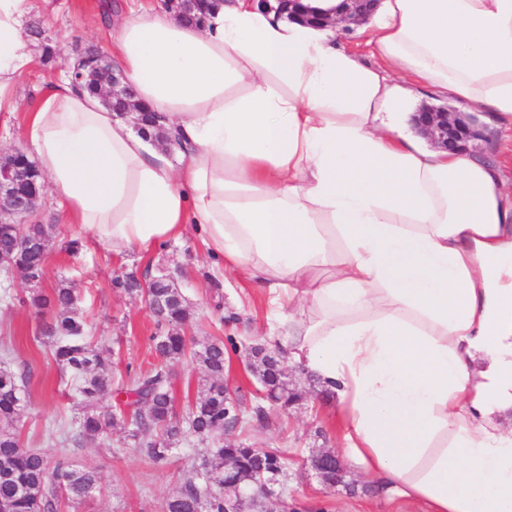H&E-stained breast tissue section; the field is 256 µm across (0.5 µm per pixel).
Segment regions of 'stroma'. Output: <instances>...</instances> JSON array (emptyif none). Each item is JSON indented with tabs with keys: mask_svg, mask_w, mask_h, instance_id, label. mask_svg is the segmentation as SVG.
Wrapping results in <instances>:
<instances>
[{
	"mask_svg": "<svg viewBox=\"0 0 512 512\" xmlns=\"http://www.w3.org/2000/svg\"><path fill=\"white\" fill-rule=\"evenodd\" d=\"M111 2L34 0L24 18L33 62L12 92L13 108L0 111V151L10 152L22 144L28 112L71 60L89 49L108 52L112 31L101 17ZM25 221L50 225L53 247L41 288L51 291L63 280L75 284L86 340L110 351L113 385L156 361L150 342L154 318L149 308L143 297L114 287L113 281L132 273L145 282L164 273L175 280L187 300L191 313L187 335L201 341L225 340L224 380L237 404L248 410L259 404L260 384L246 366L247 352L255 344L269 345L276 308L242 279L213 266L195 227L147 254L118 253L85 243L71 253L65 245L77 241V230L62 222L52 195L43 194ZM30 289L21 274L0 275V362L17 372L32 371L20 441L48 457L63 455L76 465L95 469L101 478L100 494L79 505H65L62 512H163L169 492L195 465L198 442L183 440L169 459L158 463L145 459L121 429L114 430L107 445L88 442L75 448L64 444L62 435L71 428L74 404L47 347L36 339L50 322V314L18 303ZM292 374L307 389L306 400L287 409L265 405L264 419L247 417L234 433L239 443L273 448L282 455L284 476L276 494L288 512H421L420 505L380 489L350 460L345 466L349 479L357 481L358 491L319 483L310 466L311 454L321 448L338 452L344 446L336 396L314 375L298 368ZM171 382L175 416L181 420L189 401L199 394L203 373L197 366L177 363L171 368Z\"/></svg>",
	"mask_w": 512,
	"mask_h": 512,
	"instance_id": "35a3bbf8",
	"label": "stroma"
}]
</instances>
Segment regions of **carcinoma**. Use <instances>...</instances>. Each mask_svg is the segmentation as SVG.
Returning a JSON list of instances; mask_svg holds the SVG:
<instances>
[{
    "mask_svg": "<svg viewBox=\"0 0 512 512\" xmlns=\"http://www.w3.org/2000/svg\"><path fill=\"white\" fill-rule=\"evenodd\" d=\"M19 239L26 243L21 250L16 249ZM51 248L52 236L44 224L0 223V254L11 255L13 265L35 285L29 304L52 313V323L43 329L44 339L57 365L75 383L79 416L65 442L79 446L85 441H106L117 428L134 440L150 434L152 438L138 443V448L148 460L158 462L183 439L193 437L203 445L195 474L172 489L164 512H225V491L253 484L258 461L253 448L224 447V419L237 425L243 422L240 407L224 409V342L187 339L184 325L189 308L181 289L162 284L144 288L133 274L116 280L117 287L129 293L151 296L150 311L156 320L151 341L157 362L121 385L119 392L126 400L118 408H103L102 397L112 386L105 376L110 354L84 342L76 288L62 282L49 296L36 288ZM186 358L204 371L207 384L181 425L173 421L169 364ZM29 382V374L0 367V512H60L65 502L81 504L90 498L100 489V476L65 459L54 462L21 445L17 428L25 412L23 396ZM228 459L234 467L226 470Z\"/></svg>",
    "mask_w": 512,
    "mask_h": 512,
    "instance_id": "carcinoma-1",
    "label": "carcinoma"
}]
</instances>
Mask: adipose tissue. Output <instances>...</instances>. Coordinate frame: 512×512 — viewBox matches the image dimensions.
I'll return each mask as SVG.
<instances>
[{"instance_id": "obj_1", "label": "adipose tissue", "mask_w": 512, "mask_h": 512, "mask_svg": "<svg viewBox=\"0 0 512 512\" xmlns=\"http://www.w3.org/2000/svg\"><path fill=\"white\" fill-rule=\"evenodd\" d=\"M31 0H0V106L31 63ZM376 64L332 22L223 0L112 20V64L158 129L65 76L28 114L82 239L144 252L198 225L208 258L281 308L289 364L338 400L344 453L425 512H512V184L406 132L417 87L512 139V0H381Z\"/></svg>"}]
</instances>
